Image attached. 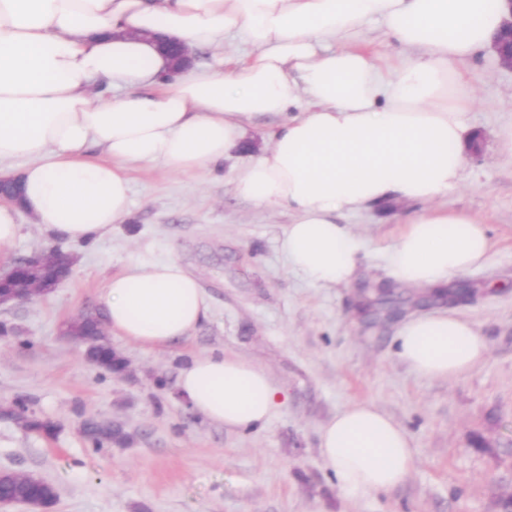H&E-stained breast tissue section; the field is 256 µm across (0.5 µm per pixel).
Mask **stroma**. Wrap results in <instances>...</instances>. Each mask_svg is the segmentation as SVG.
Returning <instances> with one entry per match:
<instances>
[{"label":"stroma","instance_id":"obj_1","mask_svg":"<svg viewBox=\"0 0 512 512\" xmlns=\"http://www.w3.org/2000/svg\"><path fill=\"white\" fill-rule=\"evenodd\" d=\"M459 72L476 97L464 115L462 186L449 208L481 219L491 262L461 276L468 295L448 303L394 282L386 249L418 204L353 213L346 222L365 249L353 280L320 288L286 267L278 238L284 209L237 196L238 169L269 142L254 125L236 159L197 175L157 164L129 165L130 213L92 243L61 238L20 213V235L0 253L11 266L40 248L75 259L71 277L48 297L0 308L15 331L0 341V470L54 486L45 512H505L512 497V162L498 133L512 125V72L490 51ZM174 260L197 278L209 314L186 340L147 351L114 334L127 362L108 373L89 364L64 323L101 309L113 275L132 264ZM450 312L488 342L486 360L459 377H417L396 355L410 318ZM264 368L286 396L262 430L234 432L206 422L180 397L184 363L209 352ZM53 421L45 436L6 417L16 401ZM369 400L402 424L418 450L415 469L386 493L346 498L318 450V430L348 402ZM121 425L131 440L94 450L81 426Z\"/></svg>","mask_w":512,"mask_h":512}]
</instances>
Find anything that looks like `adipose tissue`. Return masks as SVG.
Listing matches in <instances>:
<instances>
[{"label":"adipose tissue","instance_id":"ef3b65f1","mask_svg":"<svg viewBox=\"0 0 512 512\" xmlns=\"http://www.w3.org/2000/svg\"><path fill=\"white\" fill-rule=\"evenodd\" d=\"M506 16L501 0H0V176L24 188L23 208L0 204V251L18 237L22 209L75 241L110 230L130 209L128 164L202 171L267 117L277 128L235 191L291 210L279 239L291 271L323 288L349 284L364 241L344 216L404 201L424 210L388 247L390 277L448 285L492 257L485 225L441 205L463 183V115L476 101L455 65L492 46ZM372 23L400 58L370 52ZM154 33L191 51L231 37L251 51L174 74ZM99 82L122 97L97 100ZM104 304L112 333L149 351L188 338L209 312L173 260L129 265ZM487 352L470 322L445 312L398 334V357L425 379L457 377ZM177 388L237 432L265 428L286 402L266 370L221 352L191 357ZM318 448L351 499L404 484L417 458L410 433L372 401L327 420Z\"/></svg>","mask_w":512,"mask_h":512}]
</instances>
